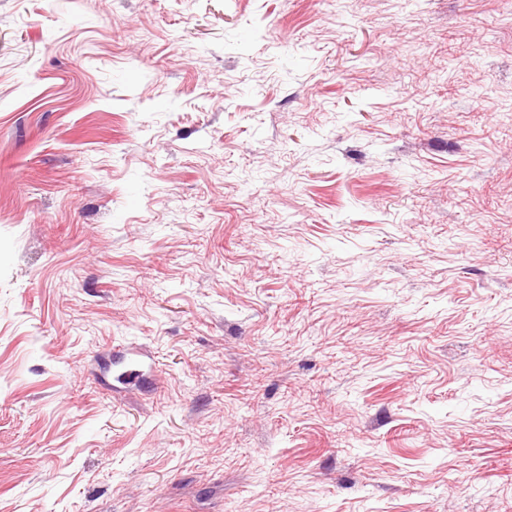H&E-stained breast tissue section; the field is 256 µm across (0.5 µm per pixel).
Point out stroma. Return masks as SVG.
<instances>
[{"instance_id":"35a3bbf8","label":"stroma","mask_w":512,"mask_h":512,"mask_svg":"<svg viewBox=\"0 0 512 512\" xmlns=\"http://www.w3.org/2000/svg\"><path fill=\"white\" fill-rule=\"evenodd\" d=\"M0 512H512V0H0Z\"/></svg>"}]
</instances>
